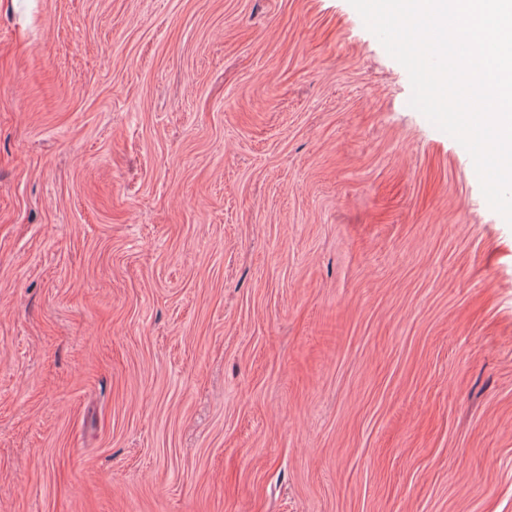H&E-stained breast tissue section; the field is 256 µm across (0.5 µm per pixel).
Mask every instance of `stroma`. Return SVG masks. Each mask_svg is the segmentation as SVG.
Here are the masks:
<instances>
[{"label": "stroma", "instance_id": "stroma-1", "mask_svg": "<svg viewBox=\"0 0 512 512\" xmlns=\"http://www.w3.org/2000/svg\"><path fill=\"white\" fill-rule=\"evenodd\" d=\"M348 0H0V512H512V226Z\"/></svg>", "mask_w": 512, "mask_h": 512}]
</instances>
